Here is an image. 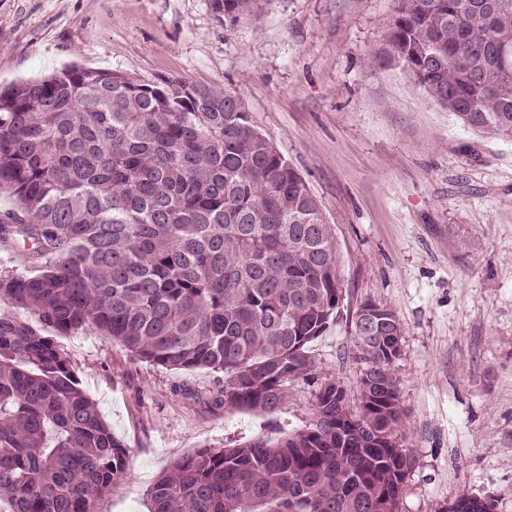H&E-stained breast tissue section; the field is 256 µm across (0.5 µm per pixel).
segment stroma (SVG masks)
<instances>
[{
  "instance_id": "35a3bbf8",
  "label": "stroma",
  "mask_w": 512,
  "mask_h": 512,
  "mask_svg": "<svg viewBox=\"0 0 512 512\" xmlns=\"http://www.w3.org/2000/svg\"><path fill=\"white\" fill-rule=\"evenodd\" d=\"M396 5L268 0L227 26L210 0H0L1 86L79 64L230 90L320 199L340 254L343 307L311 345L315 377L272 413L217 405L216 373L150 364L96 328L58 337L128 449L93 512H148L155 477L197 446L305 428L325 380L356 400L367 300L403 327L405 512L464 492L512 512V141L464 129L382 55Z\"/></svg>"
}]
</instances>
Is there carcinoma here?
<instances>
[{"instance_id": "carcinoma-1", "label": "carcinoma", "mask_w": 512, "mask_h": 512, "mask_svg": "<svg viewBox=\"0 0 512 512\" xmlns=\"http://www.w3.org/2000/svg\"><path fill=\"white\" fill-rule=\"evenodd\" d=\"M268 0H211L226 25ZM387 54L460 125L512 140V0H398ZM232 92L77 65L0 88V236L30 264L0 273V512H92L127 449L52 336L95 327L140 359L223 374L227 409L276 411L314 378L309 344L341 315L322 204ZM355 314L358 397L321 384L310 424L172 460L150 512H402L415 464L395 311ZM344 421L345 437L336 432ZM462 512H495L462 493Z\"/></svg>"}]
</instances>
